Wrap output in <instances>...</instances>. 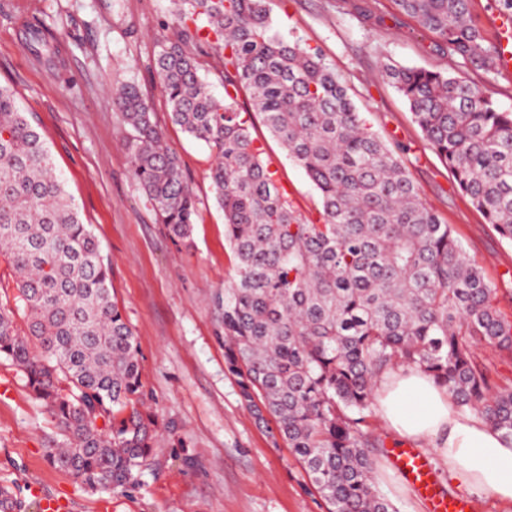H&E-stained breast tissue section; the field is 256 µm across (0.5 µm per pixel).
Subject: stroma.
I'll return each instance as SVG.
<instances>
[{"instance_id": "35a3bbf8", "label": "stroma", "mask_w": 512, "mask_h": 512, "mask_svg": "<svg viewBox=\"0 0 512 512\" xmlns=\"http://www.w3.org/2000/svg\"><path fill=\"white\" fill-rule=\"evenodd\" d=\"M275 29L319 50L345 77L372 129L403 145L401 157L442 222L453 225L469 257L493 278L501 309L512 314V242L502 239L428 147L410 109L383 80L379 63L470 75V68L433 51L432 39L392 0H267ZM174 0H0V86L14 90L33 117L52 161L85 223L112 266V289L142 356L144 400L159 432L142 485L112 494L82 490L50 467L44 450L60 430L34 403L18 366L0 359V485H36L66 504L65 512H326L286 443H273L241 403L224 363L222 314L214 303L234 273L224 238V214L209 180L212 153L172 123L152 67L174 37ZM40 24L58 50L36 57L27 28ZM135 86L149 103L166 144L193 190L197 217L192 242L176 247L130 172L128 132L112 100L116 86ZM237 104L264 149L263 159L294 208L315 214L317 194L304 171L250 110ZM381 445L380 491L399 512H429L394 467L399 447L380 413L369 418ZM434 477L472 512H512L475 492L443 466L436 444L418 443Z\"/></svg>"}]
</instances>
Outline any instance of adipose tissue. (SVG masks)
I'll use <instances>...</instances> for the list:
<instances>
[{"instance_id": "adipose-tissue-1", "label": "adipose tissue", "mask_w": 512, "mask_h": 512, "mask_svg": "<svg viewBox=\"0 0 512 512\" xmlns=\"http://www.w3.org/2000/svg\"><path fill=\"white\" fill-rule=\"evenodd\" d=\"M378 405L398 436L437 440L441 461L463 485L512 502V444L477 416L460 412L448 392L425 374L391 375L380 385Z\"/></svg>"}]
</instances>
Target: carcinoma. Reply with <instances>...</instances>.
Masks as SVG:
<instances>
[{
  "instance_id": "obj_1",
  "label": "carcinoma",
  "mask_w": 512,
  "mask_h": 512,
  "mask_svg": "<svg viewBox=\"0 0 512 512\" xmlns=\"http://www.w3.org/2000/svg\"><path fill=\"white\" fill-rule=\"evenodd\" d=\"M175 40L154 58L171 121L213 153L209 179L236 258L223 310L224 360L244 405L288 443L328 512H395L373 479L380 445L368 418L380 382L418 370L458 408L512 443V316L450 224L420 195L398 150L367 122L325 57L275 30L266 0H178ZM471 0H393L433 34L439 53L479 79L385 63L382 73L443 160L455 189L512 242V111L494 98L499 44ZM195 46L189 54L184 46ZM28 46L51 56L42 28ZM222 54L224 87L251 108L319 196L298 213L273 179L234 98H216L199 57ZM130 131V170L175 243H189L192 189L163 146L150 106L126 85L115 97ZM0 259L15 307L0 305V358L23 372L63 440L45 459L88 491L141 484L155 416L142 410L136 336L112 295L111 266L66 194L38 125L0 86ZM21 309L25 327L18 326ZM0 486V512H31Z\"/></svg>"
}]
</instances>
